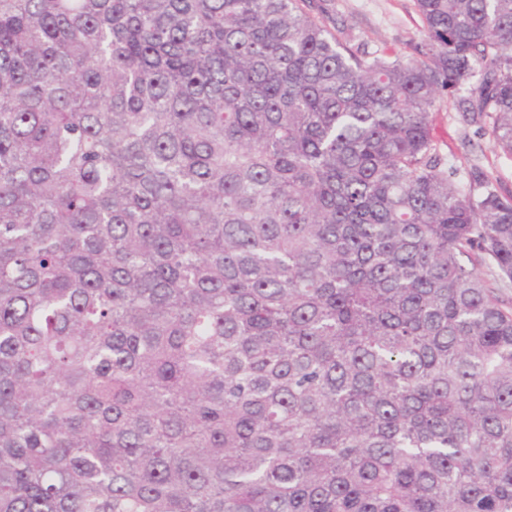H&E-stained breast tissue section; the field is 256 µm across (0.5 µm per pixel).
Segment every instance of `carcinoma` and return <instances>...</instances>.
I'll list each match as a JSON object with an SVG mask.
<instances>
[{
  "instance_id": "1",
  "label": "carcinoma",
  "mask_w": 512,
  "mask_h": 512,
  "mask_svg": "<svg viewBox=\"0 0 512 512\" xmlns=\"http://www.w3.org/2000/svg\"><path fill=\"white\" fill-rule=\"evenodd\" d=\"M0 0V512H512V0ZM327 29L353 48L416 57L424 28L414 0H326ZM343 32V33H341ZM480 78L478 72L472 74L456 92L443 94L437 100L433 114L435 151L442 161L448 162L455 184L468 188L473 185V176L483 173L500 192L512 191V155L495 145L492 120L466 122L457 110V98L467 95Z\"/></svg>"
}]
</instances>
